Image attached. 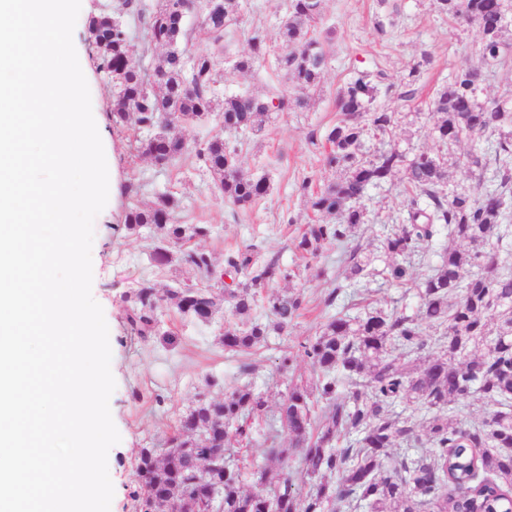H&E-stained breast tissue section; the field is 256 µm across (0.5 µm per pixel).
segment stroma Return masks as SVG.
<instances>
[{
  "mask_svg": "<svg viewBox=\"0 0 512 512\" xmlns=\"http://www.w3.org/2000/svg\"><path fill=\"white\" fill-rule=\"evenodd\" d=\"M106 11L122 18L134 43H142L144 29L124 13L122 0H81V10L73 32V43L86 77L94 117L110 114L111 87L92 58L86 37L88 18ZM285 15L284 0H242L239 18L224 35L227 60L248 53V37L253 29L265 31L271 53L256 61L251 75L226 73L217 84L216 96L247 90L265 95L269 86L290 87L276 58L284 51L278 38ZM311 35L321 40L327 54L323 89L302 108L273 114L262 135H240L239 157L245 172L266 176L268 194L252 207L241 209L225 202L209 172L194 159L178 160L168 167L154 166L147 158L130 154L128 129L106 123L99 129L105 149L113 150L119 183H133L131 195L116 194L94 221L92 246V295L101 305L109 328L112 351L111 372L116 388L110 398L114 424L121 436L108 454V470L114 487L110 512H135L131 493L135 488L133 464L143 448L166 447L180 416L199 396L223 398L239 385L249 383L264 393L269 403H278L291 378H313L315 372L300 344L315 335L328 316L364 314L370 308L396 307L413 313L417 297L413 285L430 273L447 245L439 237L420 248L407 262L410 287L373 278L363 282L358 299L339 294L333 306L324 299L342 283L344 265L341 251L326 246L315 258L300 254L295 242L306 225L317 222L307 196L299 186L311 179L319 188L333 179V171L323 165L324 136L336 124V95L358 72L382 66L392 82L415 76L418 98L404 104L393 95H378L376 104L393 112L396 121L388 134L370 135L364 146L366 157L377 151L395 149L405 159L420 151L439 152L430 131L437 120L431 107L436 92L446 86L461 69L480 66L481 35L476 25L459 24L440 14L434 0H323L322 16ZM504 64L485 69L480 85L481 98H495L512 105V27L504 34ZM431 55L427 68L417 69L422 55ZM171 193L181 201L176 218L183 224H208L209 237L193 241V248L210 253L216 265H223L226 253L249 246L257 247L262 258L278 257L289 272L288 279L273 282V289L302 295L304 308L287 335L270 334L258 351L240 355L225 352L220 341L228 311H220L207 324L187 319L175 308L159 316L158 334L143 339L134 334L126 320L124 295L148 280L160 290L200 283L198 271L177 265L159 266L150 259L155 238L152 229L131 235L121 216L125 206L148 204L159 194ZM364 203L368 220L352 236L355 244L375 258V266L385 269L389 257L381 243L395 227L404 196L399 178L370 188ZM294 355L292 377L279 375L276 365L283 351ZM285 431L270 432L257 426L250 443L240 447L241 480L250 491L277 486L281 473L295 476L298 492H307L310 483L301 476L298 457L268 464L270 445L287 446ZM268 476H261V469Z\"/></svg>",
  "mask_w": 512,
  "mask_h": 512,
  "instance_id": "35a3bbf8",
  "label": "stroma"
}]
</instances>
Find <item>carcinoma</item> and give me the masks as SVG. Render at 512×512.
<instances>
[{
  "instance_id": "1",
  "label": "carcinoma",
  "mask_w": 512,
  "mask_h": 512,
  "mask_svg": "<svg viewBox=\"0 0 512 512\" xmlns=\"http://www.w3.org/2000/svg\"><path fill=\"white\" fill-rule=\"evenodd\" d=\"M125 6L147 33V47L166 50L150 71L139 67V48L127 27L102 11L88 19V42L97 67L112 82V124L159 129L154 136L136 139V151L157 166L195 157L212 175L225 201L247 208L265 196L270 184L264 176L241 169L231 139L241 132L261 134L271 118L266 105L278 101L288 108V95L277 87L267 95L244 91L215 97L224 79L217 68L224 57V30L234 24L240 0H197L200 28L211 48L192 63L181 57L178 45L189 42L194 30L187 25L184 0H156L145 13L134 0ZM439 13L474 22L481 34L479 53L488 66L500 57L504 29L512 17V0H436ZM322 0H286L279 35L288 51L277 58L301 92L296 105L321 90L326 54L309 36L321 17ZM252 54L236 58L232 71L246 75L267 54V37L255 30L249 37ZM481 74L473 68L457 71L432 100L438 114L431 136L453 147L464 139L474 143L463 158L449 161L422 151L409 162L395 150L372 158L362 152L370 131L387 133L395 116L375 106L386 71L356 74L336 100L340 121L325 135L324 166L339 177L317 192L301 184L311 208L335 222L307 225L296 249L316 257L329 243H343L364 223L362 199L371 186L402 172L403 223L386 236L382 248L392 259L387 270L396 281L406 276L403 261L448 231V247L440 262L415 285L419 300L413 315L394 309H374L363 317L329 318L311 340L301 345L317 373L311 384H294L275 408L249 384L236 387L222 399L202 397L180 419L166 448H142L134 464L138 489L132 492L136 512H209L214 488L221 489L222 512H327L330 503L365 502L371 512H512V272L503 270L493 246L508 236L502 221L512 201V108L495 99L478 98ZM220 113V131L192 148L179 126ZM494 153L496 184L452 196L445 193L448 166H467L483 172L486 151ZM179 207L171 195H161L150 206L133 205L122 215L131 234L151 226L158 245L151 260L176 263L197 270L205 283L172 288L161 294L144 281L126 296L125 315L130 329L146 338L156 333V312L165 305L198 322H208L229 305L236 321L224 325L221 341L233 353H249L265 343L270 331L283 333L303 309L301 295L270 292V284L288 278L275 259L263 260L251 249L227 254L217 268L212 256L187 247L211 233L208 224H176ZM242 276L233 288L224 287L227 274ZM380 274L372 259L354 248L345 280L358 285ZM270 322L253 318L258 296ZM438 332L436 350L418 365L400 362L417 354L427 342L423 327ZM322 403L317 422H311L312 400ZM398 402L423 404L435 415L418 425L395 414ZM468 402L495 410L477 425L465 427L448 414L451 404ZM288 430L287 448L272 445V458L297 452L304 477L314 482L306 495L293 490V478L280 474L270 494L246 491L233 464L235 446L247 440L252 425ZM341 436L351 437L346 448H336ZM427 440L431 455L395 460L392 449Z\"/></svg>"
}]
</instances>
